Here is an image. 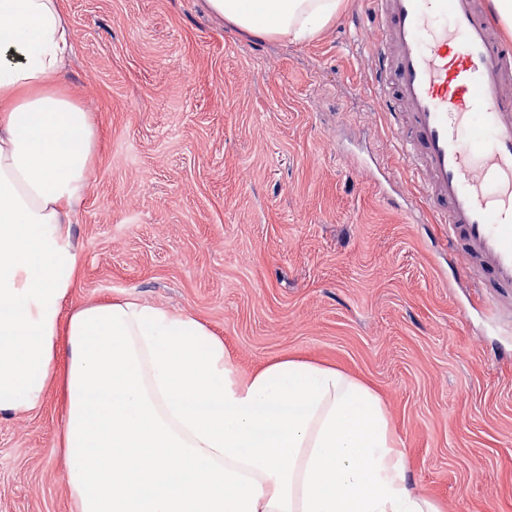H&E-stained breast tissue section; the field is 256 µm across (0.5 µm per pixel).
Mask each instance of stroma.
<instances>
[{
	"label": "stroma",
	"instance_id": "obj_1",
	"mask_svg": "<svg viewBox=\"0 0 512 512\" xmlns=\"http://www.w3.org/2000/svg\"><path fill=\"white\" fill-rule=\"evenodd\" d=\"M61 82L95 164L64 313L129 298L196 318L248 375L285 357L374 389L410 486L512 512V303L484 304L372 91L366 0L311 41L255 37L204 0H61ZM0 412V512H73L58 381Z\"/></svg>",
	"mask_w": 512,
	"mask_h": 512
}]
</instances>
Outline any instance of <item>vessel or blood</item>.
Masks as SVG:
<instances>
[{
    "label": "vessel or blood",
    "instance_id": "vessel-or-blood-1",
    "mask_svg": "<svg viewBox=\"0 0 512 512\" xmlns=\"http://www.w3.org/2000/svg\"><path fill=\"white\" fill-rule=\"evenodd\" d=\"M375 91L481 287L512 292V43L488 0H368Z\"/></svg>",
    "mask_w": 512,
    "mask_h": 512
}]
</instances>
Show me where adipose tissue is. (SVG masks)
Instances as JSON below:
<instances>
[{
	"label": "adipose tissue",
	"instance_id": "ef3b65f1",
	"mask_svg": "<svg viewBox=\"0 0 512 512\" xmlns=\"http://www.w3.org/2000/svg\"><path fill=\"white\" fill-rule=\"evenodd\" d=\"M258 37L306 41L341 0H206ZM59 0H0V411L36 407L60 342L75 512H438L408 484L380 397L292 357L242 376L191 316L133 300L63 315L97 129L59 76Z\"/></svg>",
	"mask_w": 512,
	"mask_h": 512
}]
</instances>
